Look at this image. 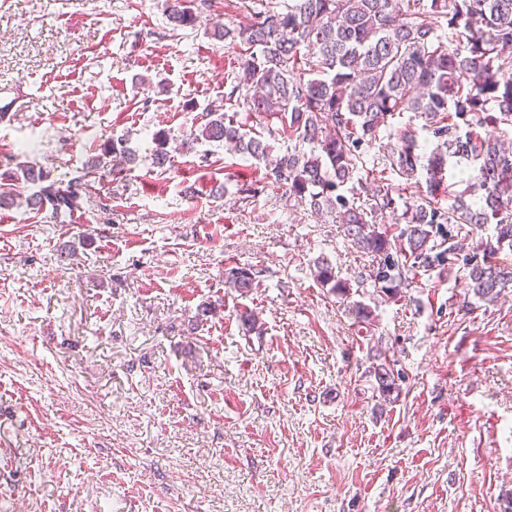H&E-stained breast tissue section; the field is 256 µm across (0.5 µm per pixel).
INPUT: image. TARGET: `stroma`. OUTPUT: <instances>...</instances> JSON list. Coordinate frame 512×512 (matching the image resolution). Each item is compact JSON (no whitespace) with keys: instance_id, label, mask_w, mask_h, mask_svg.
<instances>
[{"instance_id":"stroma-1","label":"stroma","mask_w":512,"mask_h":512,"mask_svg":"<svg viewBox=\"0 0 512 512\" xmlns=\"http://www.w3.org/2000/svg\"><path fill=\"white\" fill-rule=\"evenodd\" d=\"M164 9L0 0V167L37 164L66 183L118 137L137 157L83 192L67 223L0 208V512H502L512 288L485 302L468 277L493 225L459 229L453 266L406 267L390 299L334 214L264 182L250 156L177 141L173 165L154 167L155 131L189 134L223 104L241 50L213 31L247 16L215 0L175 30ZM424 124L401 113L355 160L354 179L376 170L392 185L378 218L392 233L430 198L391 154L409 129L429 157ZM321 257L348 297L316 282ZM235 266L255 273L249 293L225 286ZM246 310L261 333L245 334ZM382 364L403 377L397 401L377 389Z\"/></svg>"}]
</instances>
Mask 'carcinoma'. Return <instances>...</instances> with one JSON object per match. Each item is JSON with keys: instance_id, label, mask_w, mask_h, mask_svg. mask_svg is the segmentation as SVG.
<instances>
[{"instance_id": "1", "label": "carcinoma", "mask_w": 512, "mask_h": 512, "mask_svg": "<svg viewBox=\"0 0 512 512\" xmlns=\"http://www.w3.org/2000/svg\"><path fill=\"white\" fill-rule=\"evenodd\" d=\"M212 0H166L173 28L193 27ZM448 29L449 41L439 31ZM216 36L244 47L239 68L244 84H232L225 101L236 103L243 85L255 89V111L280 124L278 132L310 146V152H289L270 158L271 146L244 130L237 113L209 109L206 122L189 134L191 142L221 146L265 163L266 178L288 196L306 200L315 212L330 210L346 236L377 263L374 283L390 298L405 287V261L425 267L445 263L455 246L446 245L447 224L495 225V235L477 242L488 260L469 272L470 288L491 300L512 285V265L494 256L512 249V153L489 128L512 125V0H291L283 10L254 9L247 22L226 25ZM402 112H415L430 123L443 151L426 166L432 199L402 214L405 227L392 239L377 230V216L392 208L393 188L376 185L364 198L342 193L352 180L353 159L377 141L381 127ZM465 133H460V125ZM171 133L153 134L155 163L169 162ZM396 165L406 180L419 174L420 148L410 130L399 136ZM475 164L479 193L472 204L458 199L446 211L436 197L447 189L448 154ZM134 161L123 138L101 144L85 163L89 174L111 178L123 173V162ZM33 188L26 208L46 222L63 224L76 208L83 177L67 184L51 178L42 166L18 165L0 173V207L19 196L16 186ZM314 278L336 295L349 294L350 284L323 259ZM224 283L244 294L254 288V273L235 267ZM385 396L400 393V376L381 364L374 371Z\"/></svg>"}]
</instances>
